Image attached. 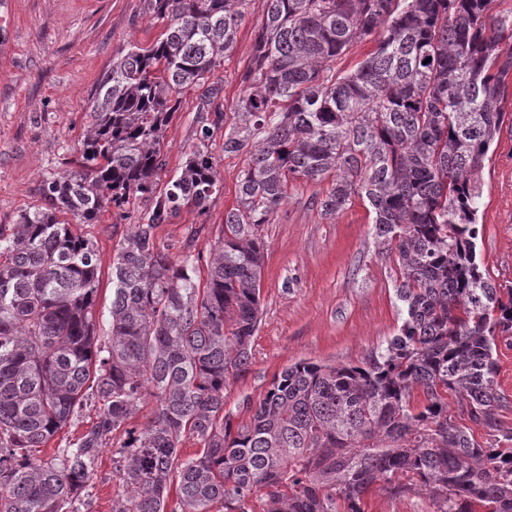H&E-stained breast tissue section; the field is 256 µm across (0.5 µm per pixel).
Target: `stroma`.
I'll list each match as a JSON object with an SVG mask.
<instances>
[{"label": "stroma", "instance_id": "35a3bbf8", "mask_svg": "<svg viewBox=\"0 0 512 512\" xmlns=\"http://www.w3.org/2000/svg\"><path fill=\"white\" fill-rule=\"evenodd\" d=\"M264 0H251L235 45L216 74L225 112L243 96L241 80L253 57ZM161 33L144 0H0V224L15 223L37 200L47 176L67 169L87 120L89 97L112 57L127 43L149 44ZM199 92L180 96V110L166 132L167 170L175 172L197 143ZM219 161L222 187L205 211L183 210L157 236L172 256L209 259L225 210L236 200L243 156L224 152V137L209 143ZM479 211V258L492 280L512 284V122H505L484 168ZM329 182H290L288 196L264 225L260 321L251 343V365L224 390V409L244 419V401H258L273 376L301 360L358 363L395 334L401 304L393 262L378 256L372 218L361 200L326 219L314 206ZM144 200L125 214L105 213L80 225L96 244L100 290L94 309L106 332L112 302L115 247L147 208ZM119 482L112 451L100 452L89 489L90 512H112Z\"/></svg>", "mask_w": 512, "mask_h": 512}]
</instances>
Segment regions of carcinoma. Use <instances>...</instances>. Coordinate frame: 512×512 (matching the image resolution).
I'll return each instance as SVG.
<instances>
[{"mask_svg":"<svg viewBox=\"0 0 512 512\" xmlns=\"http://www.w3.org/2000/svg\"><path fill=\"white\" fill-rule=\"evenodd\" d=\"M144 2L160 36L112 57L77 157L0 225V512H86L94 464L116 443L112 512H367L375 490L425 492L435 512H512V428L498 419L512 400L497 381L512 285L477 261L512 11L493 12L494 0H264L230 124L213 76L250 0ZM366 37L373 51L336 69ZM188 87L201 90L199 143L159 192ZM220 130L245 166L203 278L201 258L172 257L157 229L219 191L209 141ZM298 179L331 181L317 200L328 219L365 203L399 274L401 325L358 364L286 367L235 424L224 388L251 363L262 226ZM143 198L154 202L115 248L101 337L96 246L73 225ZM149 401L148 423L130 427ZM96 404L77 441L36 455ZM187 438L198 452L184 459Z\"/></svg>","mask_w":512,"mask_h":512,"instance_id":"carcinoma-1","label":"carcinoma"}]
</instances>
